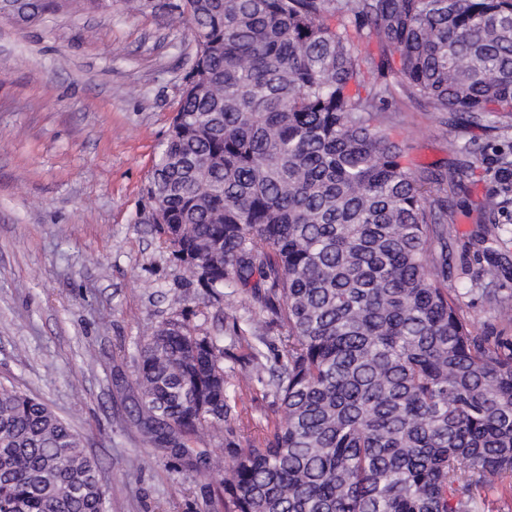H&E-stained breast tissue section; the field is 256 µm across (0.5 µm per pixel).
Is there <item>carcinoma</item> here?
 <instances>
[{"label": "carcinoma", "mask_w": 512, "mask_h": 512, "mask_svg": "<svg viewBox=\"0 0 512 512\" xmlns=\"http://www.w3.org/2000/svg\"><path fill=\"white\" fill-rule=\"evenodd\" d=\"M77 0H28L29 19ZM196 59L144 198L162 244L215 299L247 288L284 329L239 337L279 398L224 472L232 512H485L512 472V345L499 266L448 284V186L385 124L400 89L463 131L512 114V0H178ZM377 40L374 61L365 44ZM512 204V149L479 210ZM224 349L177 321L143 337V441L192 465L236 413ZM96 460L43 402L0 384V512H105ZM463 310L476 331L486 333L488 336H501L506 345L511 344L512 327L502 329L495 318L493 308L479 292H473L465 298Z\"/></svg>", "instance_id": "carcinoma-1"}]
</instances>
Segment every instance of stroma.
Listing matches in <instances>:
<instances>
[{
  "instance_id": "obj_1",
  "label": "stroma",
  "mask_w": 512,
  "mask_h": 512,
  "mask_svg": "<svg viewBox=\"0 0 512 512\" xmlns=\"http://www.w3.org/2000/svg\"><path fill=\"white\" fill-rule=\"evenodd\" d=\"M196 43L165 9L69 7L29 24L0 17V383L47 404L82 436L106 484L107 512H225L222 476L144 445L130 384L136 344L166 320L217 339L238 378L252 364L236 332L256 313L243 293L220 299L189 283L162 247L142 196L191 69ZM393 136L417 173L451 172L457 155L423 104L399 95ZM466 140L478 165L449 196L452 266L486 267L487 231L504 255L496 283L512 295V207L481 222L497 185L496 146L512 115ZM240 418L204 438L227 457L262 438L278 401L264 382L237 390Z\"/></svg>"
}]
</instances>
